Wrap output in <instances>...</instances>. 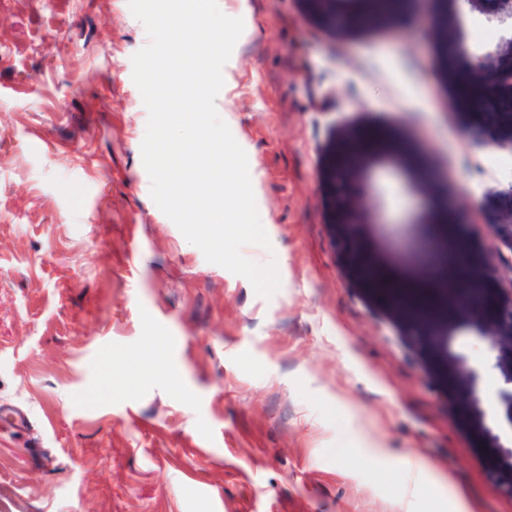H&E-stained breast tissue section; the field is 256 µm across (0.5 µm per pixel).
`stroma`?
<instances>
[{
	"mask_svg": "<svg viewBox=\"0 0 512 512\" xmlns=\"http://www.w3.org/2000/svg\"><path fill=\"white\" fill-rule=\"evenodd\" d=\"M218 6L244 30L216 108L285 259L268 299L150 196L128 0H0V409L30 416L0 424V512H400L407 488L417 512H512V353L472 324L426 341L376 294L434 280L409 246L444 249V225L478 258L501 250L473 200L512 218L435 61L438 0L343 34L301 0ZM358 131L422 157L419 186L374 165L390 213L436 191L451 211L334 223L325 158ZM158 336V374L126 370Z\"/></svg>",
	"mask_w": 512,
	"mask_h": 512,
	"instance_id": "35a3bbf8",
	"label": "stroma"
}]
</instances>
